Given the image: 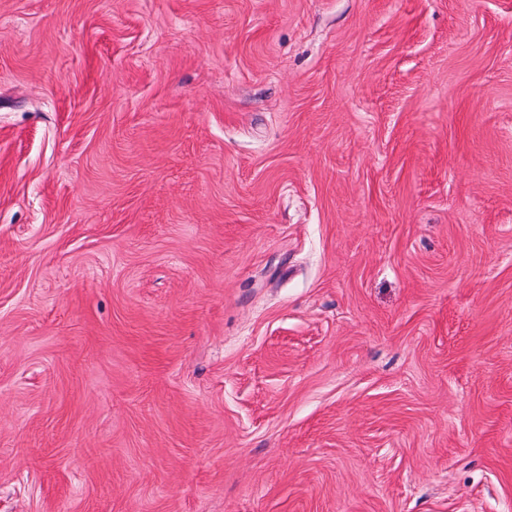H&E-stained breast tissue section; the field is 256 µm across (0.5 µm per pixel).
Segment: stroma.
I'll use <instances>...</instances> for the list:
<instances>
[{"instance_id":"1","label":"stroma","mask_w":512,"mask_h":512,"mask_svg":"<svg viewBox=\"0 0 512 512\" xmlns=\"http://www.w3.org/2000/svg\"><path fill=\"white\" fill-rule=\"evenodd\" d=\"M0 512H512V0H0Z\"/></svg>"}]
</instances>
